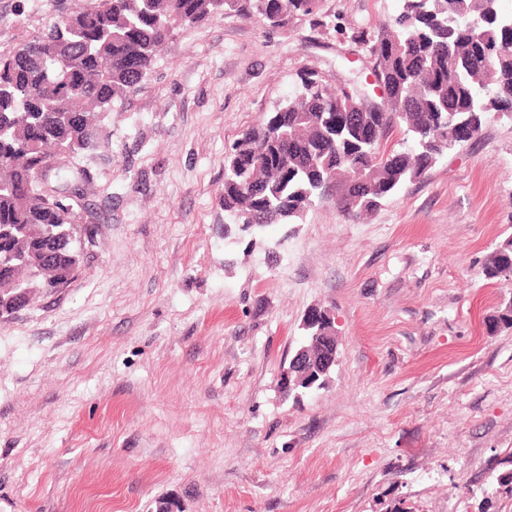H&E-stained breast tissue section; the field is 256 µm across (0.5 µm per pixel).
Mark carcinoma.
Wrapping results in <instances>:
<instances>
[{
  "mask_svg": "<svg viewBox=\"0 0 512 512\" xmlns=\"http://www.w3.org/2000/svg\"><path fill=\"white\" fill-rule=\"evenodd\" d=\"M400 2L390 22L364 38L397 106L372 112L317 71H303L298 92L247 129L224 158L229 223L244 233L248 214L257 227L301 224L321 198L348 218L367 216L448 154L453 114L471 110L478 131L488 114L512 111V57L492 69L484 63L485 49L512 43L505 0L498 19L484 23L481 44L469 35L481 0ZM319 8L314 0H98L0 54V311L13 313L16 281L27 277L33 258L47 262L45 277L28 282L34 293L46 279L78 271L72 237L79 213L42 193L33 174L52 170L66 187L63 159L110 147L101 134L104 114L148 78L177 27L222 11L284 28ZM394 128L411 145L387 156L380 140ZM511 267L509 235L484 275L495 279ZM487 325L512 328V296Z\"/></svg>",
  "mask_w": 512,
  "mask_h": 512,
  "instance_id": "carcinoma-1",
  "label": "carcinoma"
}]
</instances>
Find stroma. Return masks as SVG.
<instances>
[{
    "label": "stroma",
    "instance_id": "1",
    "mask_svg": "<svg viewBox=\"0 0 512 512\" xmlns=\"http://www.w3.org/2000/svg\"><path fill=\"white\" fill-rule=\"evenodd\" d=\"M95 0H0V50ZM399 0H322L271 31L233 15L177 28L65 159L91 183L66 288L0 317V512H512V293L483 266L512 234V120L374 214L319 200L240 234L224 216L233 142L313 69L371 76L359 39ZM340 362L325 389L279 375L312 306Z\"/></svg>",
    "mask_w": 512,
    "mask_h": 512
}]
</instances>
